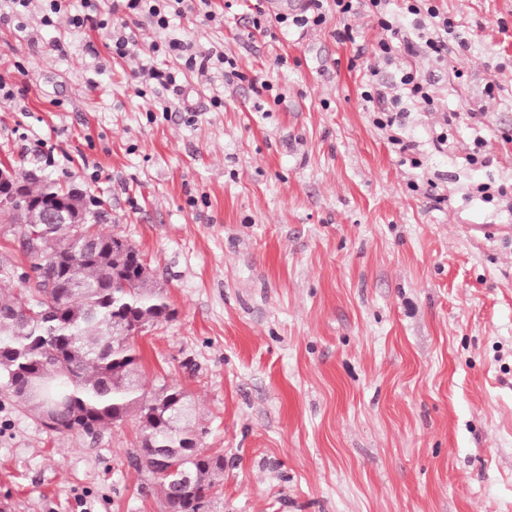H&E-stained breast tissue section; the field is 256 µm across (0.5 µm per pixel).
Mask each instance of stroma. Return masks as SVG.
<instances>
[{
	"mask_svg": "<svg viewBox=\"0 0 512 512\" xmlns=\"http://www.w3.org/2000/svg\"><path fill=\"white\" fill-rule=\"evenodd\" d=\"M224 2L171 33L234 58L230 82L153 55L154 29L112 0L81 29L42 26V0L1 6L0 160L99 199L162 287L175 314L136 345L224 459L206 512H512V210L473 194L512 186V0H438L465 45L392 66L367 12L270 36L249 25L262 0ZM101 18L125 25L130 56L112 57ZM144 65L177 85L139 96ZM406 66L434 99L401 104L417 169L360 98L371 69L388 87ZM451 110L442 151L428 129ZM426 179L443 204L410 190ZM24 238L0 224L2 286L23 285ZM137 436L131 417L55 434L0 394V512H166Z\"/></svg>",
	"mask_w": 512,
	"mask_h": 512,
	"instance_id": "1",
	"label": "stroma"
}]
</instances>
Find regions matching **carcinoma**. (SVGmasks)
Returning <instances> with one entry per match:
<instances>
[{
    "instance_id": "obj_1",
    "label": "carcinoma",
    "mask_w": 512,
    "mask_h": 512,
    "mask_svg": "<svg viewBox=\"0 0 512 512\" xmlns=\"http://www.w3.org/2000/svg\"><path fill=\"white\" fill-rule=\"evenodd\" d=\"M21 178L31 203L18 221L38 233V249H27L37 276L25 288H0V389L39 420L49 404L67 400L56 418L59 433L97 432L133 416L139 442L157 438L158 453L179 455L194 447L192 421L178 439L157 430L180 412L184 390L164 380L146 386L134 338L113 331L122 312L132 326L173 315L138 251L119 244L97 219L84 226L89 243L81 253L49 260L64 248V238L62 225L48 223L43 200L63 187L27 174ZM188 467L192 485L182 484L179 468L159 473L158 485L164 498L178 496L184 512H196L198 501L216 487L219 471L202 459Z\"/></svg>"
}]
</instances>
